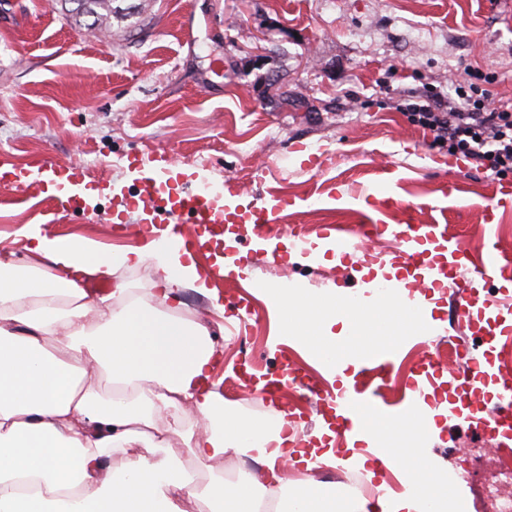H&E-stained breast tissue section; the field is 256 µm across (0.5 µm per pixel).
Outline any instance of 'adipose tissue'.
Here are the masks:
<instances>
[{"label":"adipose tissue","instance_id":"ef3b65f1","mask_svg":"<svg viewBox=\"0 0 512 512\" xmlns=\"http://www.w3.org/2000/svg\"><path fill=\"white\" fill-rule=\"evenodd\" d=\"M27 260L0 258V512H180L177 494L194 478L179 466L182 454L216 461L253 456L269 481L241 473L214 476L202 495L213 512H261L274 494V512H366L363 502L335 485L308 480L289 488L281 470L294 455L283 416L255 419L225 408L208 387L215 349L208 329L178 317L180 292L189 288L223 312L213 271L180 250L167 231L149 226L142 242L117 251L86 237L50 238L26 233ZM152 265L147 295H135L124 269ZM108 292L89 297L94 281ZM257 293L278 320L280 338L295 337L327 375L351 344L372 348L408 336H430L428 310L388 300L384 312L364 317L344 293L311 295L304 288L261 285ZM341 324L340 334L330 328ZM103 371L119 390L100 396L84 382L88 369ZM182 409L203 422L172 447L160 425ZM389 445L386 468L402 475L406 497L384 496L381 512H459L453 487L439 479L419 444L437 434L432 420L410 412L396 425L373 421ZM414 443L405 460L400 442ZM149 455L134 454V446ZM125 458L112 472V458ZM275 489H268V482Z\"/></svg>","mask_w":512,"mask_h":512}]
</instances>
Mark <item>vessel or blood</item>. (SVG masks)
I'll return each mask as SVG.
<instances>
[{
  "instance_id": "b4317fda",
  "label": "vessel or blood",
  "mask_w": 512,
  "mask_h": 512,
  "mask_svg": "<svg viewBox=\"0 0 512 512\" xmlns=\"http://www.w3.org/2000/svg\"><path fill=\"white\" fill-rule=\"evenodd\" d=\"M128 169L137 175L139 191L130 203L131 208L140 209L143 221L155 223L156 203H163L167 212L166 224L179 227L182 217H189L191 223L236 224L245 235L256 239H272L278 234L277 224L282 212L289 206L288 198L274 196L257 200L246 205L226 204V196H240L241 191L235 185L212 190L207 185L195 184L191 175L176 168L167 152L158 151L145 156H131ZM44 172L49 186L54 190L53 204L56 211L64 212L75 206L80 196L81 175L76 168L47 164ZM387 235L403 241L405 248L400 253L376 250L368 255L370 264L386 267L396 260L418 266L422 272L420 284L399 281L392 288L375 287L374 294L381 300L398 296L408 302L421 301V288H448L453 290L457 307L464 317L470 318L473 310L496 316L512 309V295L505 294L498 298L481 293L479 287H457L452 273L468 267L471 258L458 238L449 236L448 229L442 224H421L410 221L404 224L367 225L347 230L345 235L334 234L332 227L320 229L316 238L302 235L295 236L291 248L298 253L305 263H314L322 252H335L337 259H345L355 254L363 238L375 235ZM472 335L481 338L488 346L495 345L502 337L512 334V324L480 325L471 322ZM349 363L367 367L373 362H385L388 353L384 350L373 351L361 346L347 349ZM464 374L459 379L457 388L462 396L471 398L485 391L492 379L489 368L471 357H463ZM439 376L434 372H419L412 381L409 402L418 404L428 400L431 392L439 387ZM291 374L284 373L268 382H258L256 377H248L247 385L254 389L255 396L262 401H269L275 389L292 383ZM330 405L335 408V419L329 423L330 431L348 435L354 448L367 451L379 447L376 432L368 430L358 419L359 414L369 413L386 422L403 420L404 410L384 408L369 396L359 391H350L339 397L330 398ZM465 423L484 433L500 437L512 435V385H503L493 405L479 407L464 418Z\"/></svg>"
}]
</instances>
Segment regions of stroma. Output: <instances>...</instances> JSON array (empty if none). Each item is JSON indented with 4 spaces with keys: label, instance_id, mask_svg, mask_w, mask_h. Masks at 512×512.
Instances as JSON below:
<instances>
[{
    "label": "stroma",
    "instance_id": "35a3bbf8",
    "mask_svg": "<svg viewBox=\"0 0 512 512\" xmlns=\"http://www.w3.org/2000/svg\"><path fill=\"white\" fill-rule=\"evenodd\" d=\"M131 16L95 28L76 21L68 0H0V163L39 169L41 159L85 170L94 192L85 210L53 220L42 182L0 185V253L26 258L25 224L48 237L83 235L110 250L140 242V216L106 223L115 199L137 194L124 159L164 149L211 184L229 181L257 198L294 200L281 215L283 235L299 227L398 224L403 208L445 224L476 258L489 245L512 253V209L483 220L494 191L511 183L436 143L433 131L398 111L408 96L454 94L486 83L490 106L512 105V7L505 0H125ZM456 191H449V181ZM374 186L399 201L385 209L356 198ZM362 254L307 266L277 256L247 276L214 278L224 305L182 290L180 317L206 325L218 360L215 389L245 414L298 410L305 435L322 431V409L287 395L255 404L237 373L233 338L258 345L262 372L294 363L323 389L327 377L298 344L276 339V320L249 280L280 287L316 283L318 291L364 294ZM431 317L440 338L473 347L455 303L434 292ZM425 341L409 337L380 387L398 400ZM441 431L423 451L455 485L467 512H482L496 468L498 439L424 408ZM478 448V469L470 451Z\"/></svg>",
    "mask_w": 512,
    "mask_h": 512
}]
</instances>
